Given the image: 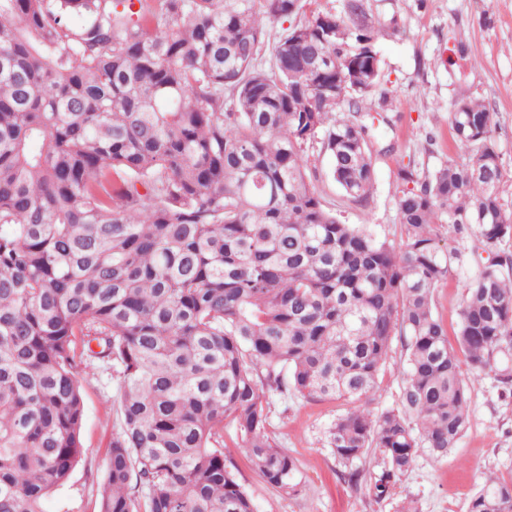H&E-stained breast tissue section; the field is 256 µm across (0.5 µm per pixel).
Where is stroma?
Instances as JSON below:
<instances>
[{"label":"stroma","mask_w":512,"mask_h":512,"mask_svg":"<svg viewBox=\"0 0 512 512\" xmlns=\"http://www.w3.org/2000/svg\"><path fill=\"white\" fill-rule=\"evenodd\" d=\"M384 34L379 50L382 86L363 101L374 116L370 147L376 173L368 206L346 201L329 175L326 156L308 149V167L324 204L347 224L399 241L403 227L396 207V174L412 162L424 172L447 157L463 159L448 121L451 102L483 99L493 116V136L506 177L501 197L512 209V0H366ZM440 246L460 250L455 266L434 292V306L448 332H455L469 281L488 262L473 233L438 230ZM404 356L393 343L379 376L380 397L373 412L396 406L404 379ZM471 389L468 427L447 458L420 455L398 490L417 500L421 512H466L470 497L487 475H512V397H502L489 376L463 367ZM84 404L81 443L84 456L69 479L43 500V512H99L100 484L118 429L117 385L110 372L91 362L80 368ZM344 410L339 401L273 398L267 433L297 458L305 491L288 498L268 485L239 453L232 424L224 426V445L243 478L255 512H395L394 502L375 503L337 477L325 431Z\"/></svg>","instance_id":"obj_1"}]
</instances>
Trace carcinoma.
Instances as JSON below:
<instances>
[{"label": "carcinoma", "instance_id": "obj_1", "mask_svg": "<svg viewBox=\"0 0 512 512\" xmlns=\"http://www.w3.org/2000/svg\"><path fill=\"white\" fill-rule=\"evenodd\" d=\"M306 2L0 0V512H42L78 464L88 361L119 394L100 512H254L226 420L265 482L301 495L297 458L266 432L267 395L290 391L344 402L328 448L380 503L420 453L457 446L462 363L512 395V209L491 113L456 102L465 159L399 168L401 242L343 223L307 150L368 203L362 101L382 84L383 29L365 0ZM441 224L494 254L455 347L433 307L461 261ZM397 336L400 402L375 414ZM467 512H512V477L482 481Z\"/></svg>", "mask_w": 512, "mask_h": 512}]
</instances>
